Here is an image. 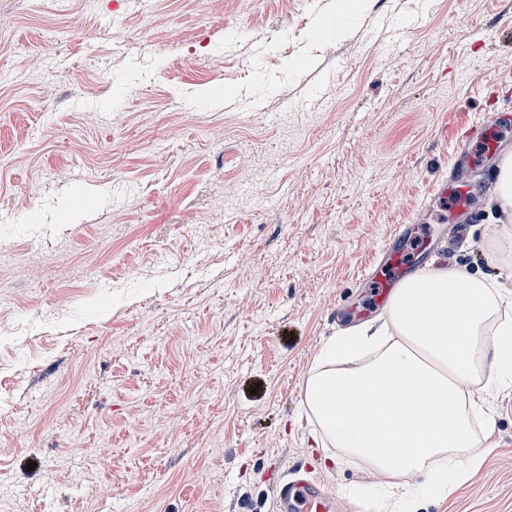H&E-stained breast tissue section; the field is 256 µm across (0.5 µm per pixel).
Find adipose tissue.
Returning a JSON list of instances; mask_svg holds the SVG:
<instances>
[{
    "mask_svg": "<svg viewBox=\"0 0 512 512\" xmlns=\"http://www.w3.org/2000/svg\"><path fill=\"white\" fill-rule=\"evenodd\" d=\"M386 330L329 338L304 383V407L323 447L389 478L416 476L409 505L449 495L492 452L476 421L474 383L512 380V291L448 266L396 288Z\"/></svg>",
    "mask_w": 512,
    "mask_h": 512,
    "instance_id": "obj_1",
    "label": "adipose tissue"
}]
</instances>
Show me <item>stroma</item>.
Here are the masks:
<instances>
[{
	"label": "stroma",
	"mask_w": 512,
	"mask_h": 512,
	"mask_svg": "<svg viewBox=\"0 0 512 512\" xmlns=\"http://www.w3.org/2000/svg\"><path fill=\"white\" fill-rule=\"evenodd\" d=\"M512 0H0V512H275L311 465L304 382L395 225L512 289L496 160L454 244L455 137L512 142ZM494 450L418 512H512ZM35 468H28V461Z\"/></svg>",
	"instance_id": "obj_1"
}]
</instances>
